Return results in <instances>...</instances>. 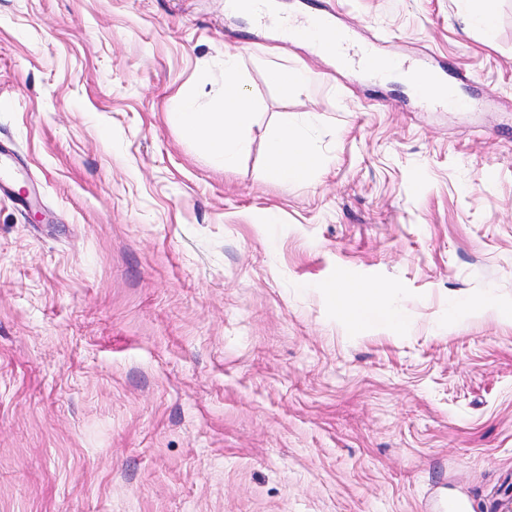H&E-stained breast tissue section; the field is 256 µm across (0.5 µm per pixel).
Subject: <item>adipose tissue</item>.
<instances>
[{"mask_svg": "<svg viewBox=\"0 0 512 512\" xmlns=\"http://www.w3.org/2000/svg\"><path fill=\"white\" fill-rule=\"evenodd\" d=\"M256 114L245 97L238 77L237 59L224 58V99L215 109L197 107L194 97L186 91L176 96V105L169 120L188 141L202 145L212 160L231 167L246 152L249 142L245 134L255 122ZM272 172L282 181H304L315 166V157L306 139L294 127L281 124L268 139Z\"/></svg>", "mask_w": 512, "mask_h": 512, "instance_id": "adipose-tissue-1", "label": "adipose tissue"}]
</instances>
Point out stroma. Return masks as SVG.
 Returning a JSON list of instances; mask_svg holds the SVG:
<instances>
[{
	"mask_svg": "<svg viewBox=\"0 0 512 512\" xmlns=\"http://www.w3.org/2000/svg\"><path fill=\"white\" fill-rule=\"evenodd\" d=\"M225 2L0 0V512H512V0H283L457 106ZM228 51L227 170L168 114ZM268 80L283 87L292 85H304L310 80L309 70L303 67L288 68L287 66L274 65L267 71ZM272 172L281 181H306L315 157L306 139L288 121L276 127L268 139ZM363 293H371V289H354L337 286L329 291V296L336 303V307L340 308L342 312L348 315L354 310L359 296Z\"/></svg>",
	"mask_w": 512,
	"mask_h": 512,
	"instance_id": "stroma-1",
	"label": "stroma"
}]
</instances>
